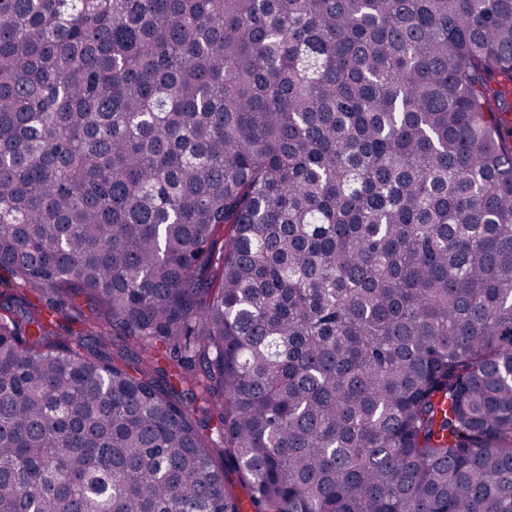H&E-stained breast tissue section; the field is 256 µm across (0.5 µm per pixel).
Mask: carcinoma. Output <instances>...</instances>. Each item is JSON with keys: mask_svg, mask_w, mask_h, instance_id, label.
Segmentation results:
<instances>
[{"mask_svg": "<svg viewBox=\"0 0 512 512\" xmlns=\"http://www.w3.org/2000/svg\"><path fill=\"white\" fill-rule=\"evenodd\" d=\"M494 82L512 0H0V512H512Z\"/></svg>", "mask_w": 512, "mask_h": 512, "instance_id": "cac0c4a2", "label": "carcinoma"}]
</instances>
